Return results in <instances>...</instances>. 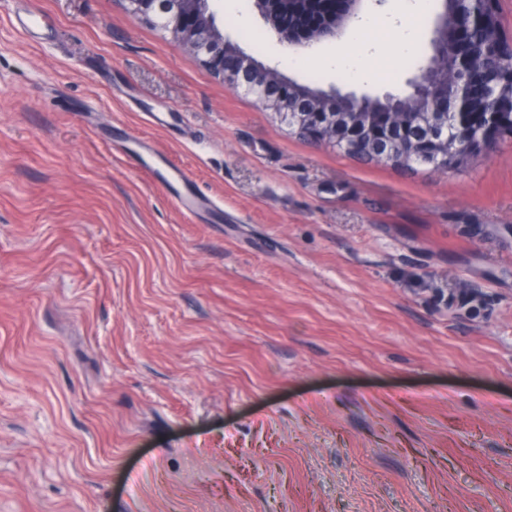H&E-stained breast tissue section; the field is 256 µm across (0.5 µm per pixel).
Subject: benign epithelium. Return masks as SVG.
I'll return each mask as SVG.
<instances>
[{"instance_id":"obj_1","label":"benign epithelium","mask_w":512,"mask_h":512,"mask_svg":"<svg viewBox=\"0 0 512 512\" xmlns=\"http://www.w3.org/2000/svg\"><path fill=\"white\" fill-rule=\"evenodd\" d=\"M165 32L230 89L254 98L289 130L343 148L366 146L373 161L401 166L422 156L435 171L486 157L512 131V35L500 0H440L428 63L400 93L381 97L309 90L243 54L224 38L209 0H121ZM365 0H255L276 39L306 50L335 40Z\"/></svg>"}]
</instances>
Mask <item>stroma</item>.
<instances>
[{"label":"stroma","instance_id":"stroma-1","mask_svg":"<svg viewBox=\"0 0 512 512\" xmlns=\"http://www.w3.org/2000/svg\"><path fill=\"white\" fill-rule=\"evenodd\" d=\"M403 2L304 52L209 6L285 79L379 95L432 54L438 0L405 51ZM139 142L216 209L186 218ZM0 512H512V136L364 163L121 0H0Z\"/></svg>","mask_w":512,"mask_h":512}]
</instances>
